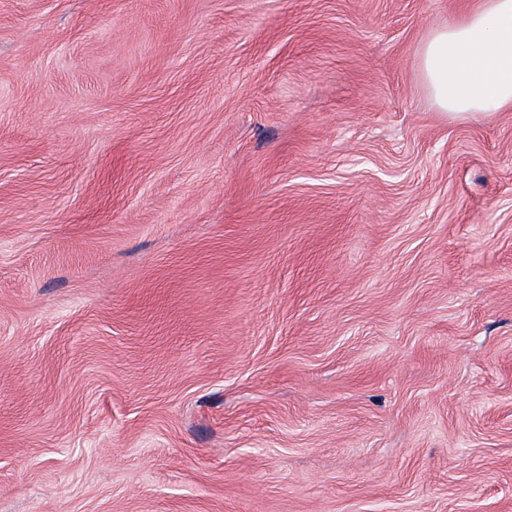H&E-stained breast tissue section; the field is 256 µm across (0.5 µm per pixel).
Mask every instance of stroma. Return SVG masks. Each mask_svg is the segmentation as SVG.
Instances as JSON below:
<instances>
[{
	"instance_id": "1",
	"label": "stroma",
	"mask_w": 512,
	"mask_h": 512,
	"mask_svg": "<svg viewBox=\"0 0 512 512\" xmlns=\"http://www.w3.org/2000/svg\"><path fill=\"white\" fill-rule=\"evenodd\" d=\"M477 2L0 0V512H512ZM419 65L445 112L479 117L512 107V0H482L459 21L432 30Z\"/></svg>"
}]
</instances>
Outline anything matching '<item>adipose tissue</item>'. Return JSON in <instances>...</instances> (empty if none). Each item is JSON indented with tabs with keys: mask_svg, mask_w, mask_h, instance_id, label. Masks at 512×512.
Returning <instances> with one entry per match:
<instances>
[{
	"mask_svg": "<svg viewBox=\"0 0 512 512\" xmlns=\"http://www.w3.org/2000/svg\"><path fill=\"white\" fill-rule=\"evenodd\" d=\"M419 65L443 111L479 117L512 107V0H482L459 21L432 30Z\"/></svg>",
	"mask_w": 512,
	"mask_h": 512,
	"instance_id": "obj_1",
	"label": "adipose tissue"
}]
</instances>
